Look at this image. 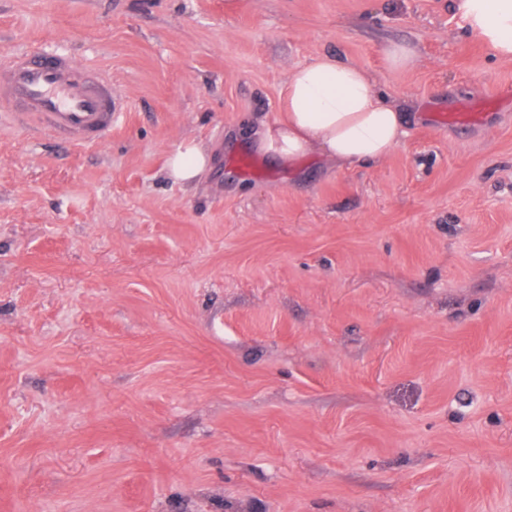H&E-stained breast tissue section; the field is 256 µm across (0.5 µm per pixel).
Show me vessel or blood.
<instances>
[{"mask_svg": "<svg viewBox=\"0 0 512 512\" xmlns=\"http://www.w3.org/2000/svg\"><path fill=\"white\" fill-rule=\"evenodd\" d=\"M2 106L79 145L111 135L121 116L109 76L77 65L65 53L48 50L0 62ZM481 118L480 104L472 100L457 111L434 115L440 125H469Z\"/></svg>", "mask_w": 512, "mask_h": 512, "instance_id": "1", "label": "vessel or blood"}]
</instances>
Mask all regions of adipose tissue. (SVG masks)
I'll return each mask as SVG.
<instances>
[{
    "instance_id": "adipose-tissue-1",
    "label": "adipose tissue",
    "mask_w": 512,
    "mask_h": 512,
    "mask_svg": "<svg viewBox=\"0 0 512 512\" xmlns=\"http://www.w3.org/2000/svg\"><path fill=\"white\" fill-rule=\"evenodd\" d=\"M470 29L501 56L512 58V0H456ZM365 69L325 54L288 71L278 114L260 134L259 147L295 163L318 153L345 167L385 161L406 134V113L374 89ZM209 158L196 143L183 144L167 163L171 178L194 181Z\"/></svg>"
}]
</instances>
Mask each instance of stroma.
Returning a JSON list of instances; mask_svg holds the SVG:
<instances>
[{
	"instance_id": "stroma-1",
	"label": "stroma",
	"mask_w": 512,
	"mask_h": 512,
	"mask_svg": "<svg viewBox=\"0 0 512 512\" xmlns=\"http://www.w3.org/2000/svg\"><path fill=\"white\" fill-rule=\"evenodd\" d=\"M37 45L126 108L0 118V512H512V99L431 121L512 58L455 0H0ZM330 52L408 114L379 164L259 148ZM383 53L387 64L394 69L412 67L417 60L415 50L405 44H391ZM496 98L494 99V101ZM484 99L477 101L469 100L466 104L461 106L456 112H437L434 114V122L440 125L455 124V125H469L477 123L481 120L483 113L478 112L480 106L488 102ZM209 158L194 142L183 144L166 163L168 175L175 181L190 183L208 166Z\"/></svg>"
}]
</instances>
